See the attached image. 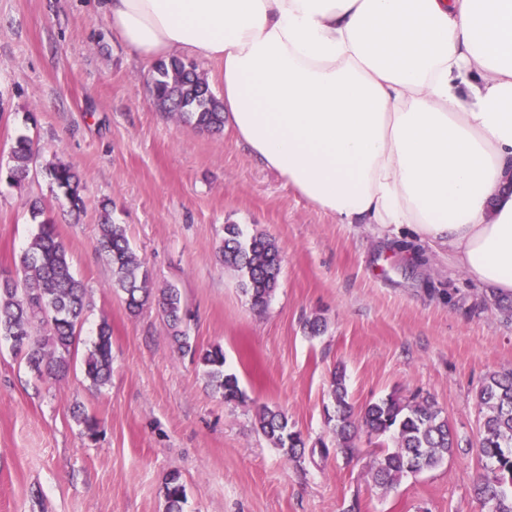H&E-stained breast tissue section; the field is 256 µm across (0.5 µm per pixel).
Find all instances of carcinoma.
Listing matches in <instances>:
<instances>
[{
    "instance_id": "carcinoma-1",
    "label": "carcinoma",
    "mask_w": 512,
    "mask_h": 512,
    "mask_svg": "<svg viewBox=\"0 0 512 512\" xmlns=\"http://www.w3.org/2000/svg\"><path fill=\"white\" fill-rule=\"evenodd\" d=\"M148 84L160 110L178 121L210 131L224 129V103L194 66L177 59L160 62ZM38 153L32 139L18 138L11 151L14 165L10 178L21 181ZM46 174L70 206L80 209V179L74 168L59 160L46 166ZM100 246L112 263V287L125 294L130 314H139L150 300H156L171 327L177 351L196 359L207 384L224 401L244 400L238 376L224 370L223 347L216 344L200 349L191 342L181 329L184 301L180 290L153 286L145 259L131 246L125 227L104 217ZM220 257L224 267L237 274L251 307L263 312L275 293L281 270L276 240L264 234L247 236L239 225L226 224ZM86 308L87 288L72 272L56 226L40 221L38 232L20 256L16 277L0 280V340L9 342L15 355L37 376L60 379L70 369ZM83 365L90 386L99 389L107 384L112 369L108 321L98 325ZM329 393L335 407L336 449L346 458L355 457L362 432L391 440L392 447L381 449L369 470L374 485L386 493L396 490L408 475L435 468L455 448L448 417L426 398L391 394L365 404L356 413L348 401L341 369L332 374ZM477 397L483 410L477 454L484 473L474 481V490L490 512H512V370L486 378ZM256 423L262 435L289 458L304 455L306 443L285 411L263 405L256 413ZM165 498L166 512H182L185 487L177 471L167 478Z\"/></svg>"
}]
</instances>
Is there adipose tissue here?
I'll return each instance as SVG.
<instances>
[{"instance_id": "ef3b65f1", "label": "adipose tissue", "mask_w": 512, "mask_h": 512, "mask_svg": "<svg viewBox=\"0 0 512 512\" xmlns=\"http://www.w3.org/2000/svg\"><path fill=\"white\" fill-rule=\"evenodd\" d=\"M142 62L219 64L237 143L340 224L512 296V0H99Z\"/></svg>"}]
</instances>
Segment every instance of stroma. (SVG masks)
Returning <instances> with one entry per match:
<instances>
[{"label": "stroma", "instance_id": "35a3bbf8", "mask_svg": "<svg viewBox=\"0 0 512 512\" xmlns=\"http://www.w3.org/2000/svg\"><path fill=\"white\" fill-rule=\"evenodd\" d=\"M150 66L112 33L95 0H0V271L18 265L40 201L88 289L78 353L65 379L37 377L0 340V512H165L168 474L182 512H488L473 493L477 392L512 369V298L479 287L447 252L401 246L368 224H340L236 143L231 131L176 121L148 91ZM41 152L8 178L18 136ZM72 164L84 209L69 212L45 174ZM125 225L156 287L182 294L183 327L218 344L245 394L227 403L177 352L162 311L130 315L99 244L103 217ZM274 238L277 290L255 313L219 251L224 227ZM321 317L316 338L306 319ZM112 326V374L90 387L82 360L101 320ZM344 368L355 406L393 393L441 408L458 446L436 468L375 488L359 457L288 459L255 429L260 406L288 413L308 443L336 442L327 423L331 375ZM100 423L89 439L77 412ZM166 512H182L185 487L178 471L169 474L165 484Z\"/></svg>", "mask_w": 512, "mask_h": 512}]
</instances>
